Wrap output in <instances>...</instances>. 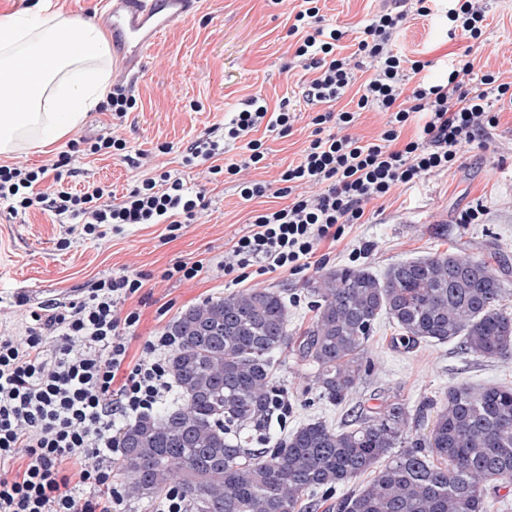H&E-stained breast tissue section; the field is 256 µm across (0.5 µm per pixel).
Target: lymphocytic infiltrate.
<instances>
[{"mask_svg":"<svg viewBox=\"0 0 512 512\" xmlns=\"http://www.w3.org/2000/svg\"><path fill=\"white\" fill-rule=\"evenodd\" d=\"M319 0H302L288 30L295 55L313 79L305 91L317 108L314 125L335 123V132L315 136L300 161L282 174L279 196L286 206L256 213L250 230L231 247L224 273L256 269L302 272L317 248L338 240L346 226L363 223L366 207L422 177L451 170L465 146L481 140L512 110V81L479 71L471 49L457 53L448 79H421L426 63L396 48L409 13L426 17L429 0H414L413 11L382 7L365 20L354 55L342 53L339 26L326 23ZM370 66L365 80L356 72ZM354 108L341 109L347 95ZM387 115L380 134L364 138L352 128L363 112ZM424 115L413 136L415 115ZM295 120L287 104L269 112L260 98L246 101L224 125V138L244 143L240 161L217 165L219 141L193 142L188 160L208 162L209 173L237 175L264 159L259 127L286 135ZM47 167L0 165V200L12 214L40 206L75 220L85 233L104 224H164L169 230L194 221L206 207L203 192L190 191L170 172L145 176L120 202H105L96 183L72 192L64 186L44 191ZM317 187L314 195L299 193ZM143 286L139 278L104 275L86 295L62 305L49 303L29 314L23 334L0 336V512H128L125 497L112 489V462L119 453L118 420L152 413L173 392L168 362L179 342L169 331L145 342L137 360L128 358V334L140 313L125 302ZM25 459L16 469L17 459ZM79 460L76 470L66 461Z\"/></svg>","mask_w":512,"mask_h":512,"instance_id":"f902f5d3","label":"lymphocytic infiltrate"}]
</instances>
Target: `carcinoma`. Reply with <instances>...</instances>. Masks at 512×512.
Wrapping results in <instances>:
<instances>
[{
    "label": "carcinoma",
    "instance_id": "cac0c4a2",
    "mask_svg": "<svg viewBox=\"0 0 512 512\" xmlns=\"http://www.w3.org/2000/svg\"><path fill=\"white\" fill-rule=\"evenodd\" d=\"M494 260L451 245L395 263L381 278L329 270L307 282L313 315L296 335L281 290L186 309L169 327L179 341L168 364L178 397L127 424L112 468L138 500L178 484L194 512H316L371 473L336 512H494L490 491L512 485V387L459 384L413 408L394 396L362 407L350 429L312 420L269 436L288 401L274 355L294 345L315 369L320 395L341 404L372 369L366 348L382 313L407 345L459 338L479 357L512 356V313ZM432 412L428 431L413 432ZM247 431L266 447H249Z\"/></svg>",
    "mask_w": 512,
    "mask_h": 512
}]
</instances>
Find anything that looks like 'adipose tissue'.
<instances>
[{
  "label": "adipose tissue",
  "instance_id": "1",
  "mask_svg": "<svg viewBox=\"0 0 512 512\" xmlns=\"http://www.w3.org/2000/svg\"><path fill=\"white\" fill-rule=\"evenodd\" d=\"M111 50L100 28L46 10L0 16V154L41 149L105 100Z\"/></svg>",
  "mask_w": 512,
  "mask_h": 512
}]
</instances>
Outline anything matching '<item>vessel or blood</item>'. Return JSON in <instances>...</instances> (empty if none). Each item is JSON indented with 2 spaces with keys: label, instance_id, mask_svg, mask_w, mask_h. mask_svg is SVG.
I'll use <instances>...</instances> for the list:
<instances>
[{
  "label": "vessel or blood",
  "instance_id": "obj_1",
  "mask_svg": "<svg viewBox=\"0 0 512 512\" xmlns=\"http://www.w3.org/2000/svg\"><path fill=\"white\" fill-rule=\"evenodd\" d=\"M198 0H105L104 20L123 71H137L148 48L171 26L189 19Z\"/></svg>",
  "mask_w": 512,
  "mask_h": 512
}]
</instances>
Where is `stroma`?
Segmentation results:
<instances>
[{"label":"stroma","mask_w":512,"mask_h":512,"mask_svg":"<svg viewBox=\"0 0 512 512\" xmlns=\"http://www.w3.org/2000/svg\"><path fill=\"white\" fill-rule=\"evenodd\" d=\"M300 0H201L195 14L170 29L147 51L142 71L122 76L112 68V78L122 79L136 99L123 120L113 119L105 108L87 113L72 131V138L101 136L122 139L125 150L117 154H73L63 169L65 187L79 191L90 182L111 190L120 200L147 173L163 171L181 177L192 189H204L207 209L192 223L169 232L163 224H127L121 231L92 238L72 232L52 212L40 209L11 216L0 203V336L22 330L29 313L50 302L79 298L82 288L108 274L140 277L141 290L126 302L138 309L139 325L129 338V355L138 358L144 343L168 327L180 312L207 300L246 289H283L288 293V328L305 323L310 298L306 282L328 270L348 266L383 275L397 262L413 260L461 243L472 256L493 248L502 256L505 303L512 309V112L499 115L482 144L465 147L452 171L431 175L411 187L368 205L367 221L346 228L332 244H323L300 273L277 270L247 278L225 274L217 265L233 242L249 229L254 212L286 205L277 196L279 177L297 164L312 137L311 106L303 88L311 75L295 58L288 35V16ZM383 0H320L327 23L344 26L345 54L355 50V39L369 13ZM487 30L481 41L469 43L451 35L446 0H436L431 16L408 17L397 47L408 58L429 61L425 73L435 82L448 78L454 53L472 47L477 64L491 71H512V0H486ZM263 98L269 108L289 101L296 120L290 134L259 130L265 158L259 168L243 177L213 175L205 164H186L188 146L211 135L222 136L224 121L252 97ZM262 181L271 189L265 196L246 201L240 196V179ZM482 213L472 224L460 215L472 206ZM70 238L60 248L61 238ZM203 263L200 275L190 281L168 278L179 263ZM26 305L16 306V296ZM377 333L368 346L373 363L345 403L329 404L312 381L313 369L292 352H282L278 376L288 388L290 411L286 425L320 419L335 428L351 425L353 409L370 398L400 395L417 404L438 399L449 388L466 384L479 390L487 386H512V357L486 359L461 349L458 341L420 343L411 348L393 339L387 317H379Z\"/></svg>","instance_id":"obj_1"}]
</instances>
